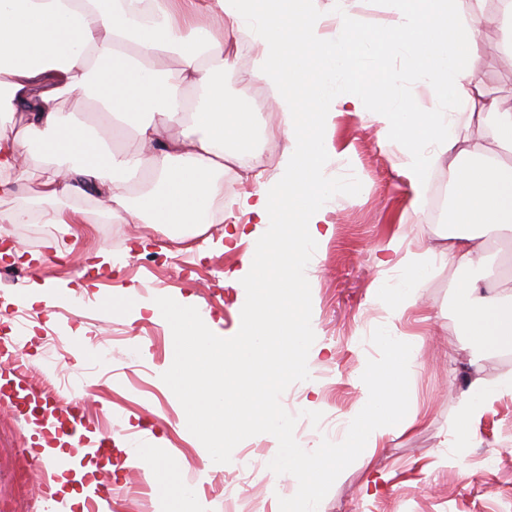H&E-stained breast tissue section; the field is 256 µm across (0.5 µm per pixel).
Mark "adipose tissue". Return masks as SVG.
<instances>
[{"instance_id": "1", "label": "adipose tissue", "mask_w": 512, "mask_h": 512, "mask_svg": "<svg viewBox=\"0 0 512 512\" xmlns=\"http://www.w3.org/2000/svg\"><path fill=\"white\" fill-rule=\"evenodd\" d=\"M394 11L389 28L368 36L348 0H336L329 33L313 0H0V196L15 194L19 159L29 146L49 161L41 182L45 197H92L116 224L209 223L225 161L235 160L240 177H250L245 158L259 128L248 102L225 96L224 75L236 70L274 90L287 142L280 171L274 181L258 183L246 206L254 229L234 223L224 232L229 244L246 248L234 273L246 291L239 342L225 347L184 299L145 302L128 295L110 300L108 310L143 311L169 328L170 393L212 458L223 460L225 448L251 428L272 434L269 468H290L301 477L278 512H310L313 490L333 472L338 453L376 449L391 430L418 422L403 405L402 369L413 348L386 333L379 336L386 363L369 375L367 402L342 449L303 448L276 405L281 382L306 372L307 269L312 248L331 234L325 203L339 191L322 176L333 115L372 102L370 119L405 155L415 201L427 194L429 167L447 161L454 231L442 261L465 264L485 250L488 238H512V165L500 158L512 153V103L493 98L481 105L477 120L493 136L492 151L479 139L459 146L447 115L470 96L483 68L476 28L495 30L502 53L512 56V0H499L496 11L472 21L459 0H394ZM247 18L260 22L262 50L242 70L225 36ZM396 53L421 75L431 99L427 111L380 100L378 86L395 75L369 72L363 59ZM172 56L180 65L174 79L167 73ZM339 79L342 89L329 95ZM189 87L194 96L186 95ZM87 99L114 131L132 132L137 148L115 150L108 138L89 136L78 117ZM19 116L25 125L17 131ZM429 142L440 144V152L427 153ZM138 172L145 178L133 193L128 179ZM402 271L387 296L398 312L416 307V288L429 267L410 253ZM455 305L475 347L512 346V276L499 277L489 291L477 280H460ZM502 394H512L511 379L494 387L472 380L449 446L470 447L472 418Z\"/></svg>"}]
</instances>
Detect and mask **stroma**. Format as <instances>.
Wrapping results in <instances>:
<instances>
[{
    "label": "stroma",
    "mask_w": 512,
    "mask_h": 512,
    "mask_svg": "<svg viewBox=\"0 0 512 512\" xmlns=\"http://www.w3.org/2000/svg\"><path fill=\"white\" fill-rule=\"evenodd\" d=\"M486 65L484 97L512 95V58L503 55L495 34L481 39ZM371 70H394L400 77L380 87L384 100L430 106L422 79L404 70L400 57L366 58ZM332 148L324 176L341 188L328 203L325 219L333 231L313 254L308 270L312 321L305 376L288 381L277 393V407L302 409L294 417L295 439L310 449L336 445L343 432L302 433L304 422H333L359 413L367 400L365 377L385 354L378 334L396 329L413 346L406 368L405 404L422 417L421 425L388 433L376 451L361 450L342 459L314 495L315 512H512V395L486 402L471 422L475 442L460 450L448 438L468 383L482 378L494 385L512 376L506 350L472 348L455 309V285L468 277L501 276L502 251L488 249L483 265H448L430 258L431 271L417 288L418 312L394 315L385 303L392 275L407 252L448 245V213L431 215L435 198H448V167L428 173L429 192L414 203L398 145L381 126L357 112L336 114L328 129ZM46 159L27 154L21 191L0 199V211L43 199L40 182ZM253 180L225 177L224 213L201 235L170 238L162 225L102 224L93 211H75L69 197L46 200L53 209L77 214L73 224L0 223V252L16 247L19 261L0 259V344L19 341L32 397L46 400L49 363L46 343L59 339L67 353L58 357V376L85 382L82 404L90 428L107 438L106 449L89 457L94 480L111 502V512H163L161 494L146 480L142 495L129 494L127 482L139 478L132 462L141 448L159 459L184 458L181 480L194 494L198 512H224V476L238 461L267 460L274 441L256 428L224 451L223 465L212 462L188 428L180 406L166 388V363L172 351L168 328L130 311L120 317L100 308L102 298L129 291L146 299L189 298L207 318L211 335L233 346L243 321L240 289L224 279L241 267L242 249L225 251L224 226L248 224L244 206ZM111 265L98 266L100 254ZM34 286L63 294L59 303L27 304L22 289ZM41 428L19 413L12 398L0 394V512H30L32 503H68L56 485L60 477L52 454L37 439ZM295 475L265 470L239 486V494L277 512L280 497L296 488Z\"/></svg>",
    "instance_id": "obj_1"
}]
</instances>
